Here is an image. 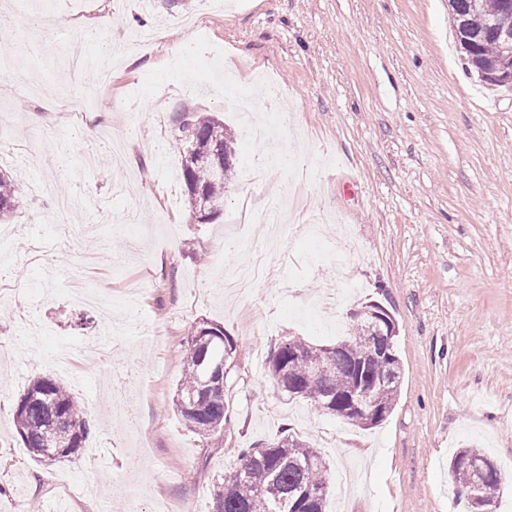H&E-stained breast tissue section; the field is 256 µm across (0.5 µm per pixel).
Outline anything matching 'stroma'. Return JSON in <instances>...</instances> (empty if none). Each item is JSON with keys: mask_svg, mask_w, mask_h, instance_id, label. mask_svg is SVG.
<instances>
[{"mask_svg": "<svg viewBox=\"0 0 512 512\" xmlns=\"http://www.w3.org/2000/svg\"><path fill=\"white\" fill-rule=\"evenodd\" d=\"M38 2L0 0V52L26 30L31 75L15 87L0 63V170L18 201L0 237V512H209L238 450L285 431L326 460L327 512H460L454 453L512 463V90L466 73L448 0H52L47 14ZM109 40L127 47L107 56ZM273 84L287 92L275 137L289 163L239 136L223 211L194 223L175 146L183 111L234 128L232 96L264 122ZM90 127L121 138L123 164ZM63 185L76 208L61 218ZM265 189L295 202L273 251L262 225L232 223ZM371 301L398 325L402 382L390 416L362 429L290 398L267 366L288 339L335 344ZM202 320L237 344L230 423L211 439L173 405ZM115 323L122 346L89 355ZM61 345L73 373L49 358ZM116 367L131 374L130 416L112 402ZM40 376L98 414L83 448L52 465L14 425Z\"/></svg>", "mask_w": 512, "mask_h": 512, "instance_id": "stroma-1", "label": "stroma"}]
</instances>
